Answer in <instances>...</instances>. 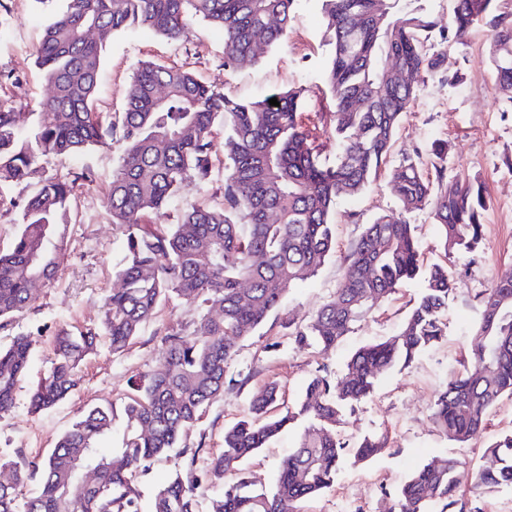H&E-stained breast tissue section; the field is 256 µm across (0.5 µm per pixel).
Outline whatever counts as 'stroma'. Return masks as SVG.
<instances>
[{"label":"stroma","mask_w":512,"mask_h":512,"mask_svg":"<svg viewBox=\"0 0 512 512\" xmlns=\"http://www.w3.org/2000/svg\"><path fill=\"white\" fill-rule=\"evenodd\" d=\"M53 9L49 0H0V103L15 106L23 120L49 92L35 63V50ZM489 40L488 29L477 23L463 43L449 44V67L459 74V83H449L440 73L426 79L419 98L402 116L388 159L394 167L412 156L415 148L442 143V164L448 175L482 183L490 195L483 239L465 255L445 253L429 210L405 214L415 226L421 266L447 262L453 277L444 311L447 334L408 367L396 366L377 376L371 395L344 412L338 429L344 441L353 445L366 437H381L387 444L363 464L344 460L334 484L298 502V512H393L397 487L435 458L463 462L461 482L469 484L472 469L486 463L488 447L512 433V397L503 398L491 411L486 429L465 443L448 440L432 417L438 392L469 355L472 334L482 316L483 293L495 280L512 276V109L504 104L492 74ZM329 55L320 0H297L287 41L267 51L257 64L235 69L225 68L224 34L211 25H196L186 42H172L144 29L129 31L112 36L107 43L96 110L107 119L123 111L132 74L143 61L185 66L206 85L242 100L301 87L307 98L304 121L318 136L323 156L331 158L336 137L318 97ZM122 151V143L115 142L70 158L51 157L31 178L0 187V251H4L18 232L21 203L33 195L42 179L84 168L93 174L92 183H78L74 190L67 249L59 258L54 281L35 288L30 307L0 329L2 347L19 334L30 335L35 342L27 374L16 391L15 408L0 417L2 459L13 458L19 448L28 458L43 456L87 408L106 401L122 404L131 378L158 363L166 333L191 329L197 317L194 305L174 297L161 305L124 351L113 352L108 338L100 337L96 352L79 367L71 394L50 409L30 413V392L50 368L56 332L97 323L105 296L117 285L115 273L123 263L125 237L114 226L106 199ZM223 185L224 154L219 151L212 157L207 181L185 182L175 207L219 206ZM399 213L385 173L358 197L338 200L334 253L315 275L291 287L281 307L239 341L228 371L238 379V386L225 389L186 437V445L199 451L198 469H206L223 450L225 428L251 417V398L268 382L277 381L282 401L293 405L317 370L327 369L333 378L342 379L355 350L398 331L421 295L422 276L403 281L329 351L315 346L298 350L289 338L290 324H306L332 299L343 259L366 225L380 215ZM297 438L296 429L283 431L246 459L244 468L257 483L272 485Z\"/></svg>","instance_id":"obj_1"}]
</instances>
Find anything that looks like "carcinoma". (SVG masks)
<instances>
[{
	"label": "carcinoma",
	"mask_w": 512,
	"mask_h": 512,
	"mask_svg": "<svg viewBox=\"0 0 512 512\" xmlns=\"http://www.w3.org/2000/svg\"><path fill=\"white\" fill-rule=\"evenodd\" d=\"M296 2L63 0L36 49L51 94L30 113L24 132L14 106L0 104V186L28 177L45 158H66L114 141L124 146L107 201L112 223L126 237L120 287L106 297L99 323L58 330L54 359L32 391L31 411L68 397L75 371L100 336L120 352L169 299L182 298L198 310L192 331L166 333L157 366L130 381L132 395L121 410L110 402L88 408L39 462L20 452L0 460V474H9L0 480V512H141L142 477L175 449L183 465L157 491L151 512H199L212 484L224 490L210 500V512H296L298 501L333 485L344 457L359 464L385 447L368 438L350 448L336 428L344 408L369 395L377 374L408 366L446 335L443 310L453 280L439 264L425 271L423 291L398 332L357 349L344 379L318 373L294 407L266 418L279 396L278 385L268 384L252 400L256 419L224 430V449L204 473L195 468L197 451L181 441L224 388L243 384L227 375L238 341L334 252L336 201L363 193L376 179L426 77L445 69L447 51L433 50L423 37L435 26L426 9L415 0H321L331 46L324 85L337 141L331 163L301 120L302 88L241 101L187 69L146 61L132 75L122 112L107 122L95 111L102 52L111 36L147 28L183 41L203 22L224 31V67H237L285 43ZM477 21L489 27V63L512 103V0H456L443 40L461 41ZM92 27L99 32L96 39L85 37ZM389 69L406 72V80L385 78ZM272 98L279 105H270ZM218 121L224 124L222 205L190 206L178 223H163L183 183L208 179ZM79 180H91V173L45 179L22 206L12 246L0 252L1 329L29 307L35 278L54 280ZM444 180L445 169L437 170L434 183L425 163L410 158L390 171L402 212L431 206L444 250L472 251L483 238L485 187L461 177ZM150 217L154 222L148 224ZM419 271L414 227L399 217L376 218L345 256L333 299L290 333L293 345L332 348ZM482 307L470 360L434 404L435 423L458 443L486 426L503 397H512L511 276L486 290ZM32 350L28 336H15L0 348L1 416L13 408ZM291 424L303 431L275 483H255L241 467L243 460ZM118 425L122 446L101 447ZM488 456L489 464L475 473L474 488L512 485V433L491 444ZM88 466L97 469L99 480L83 485L78 475ZM459 467L458 460L446 458L414 471L395 491L397 512H465L458 498ZM36 476L38 491L21 499V488Z\"/></svg>",
	"instance_id": "carcinoma-1"
}]
</instances>
